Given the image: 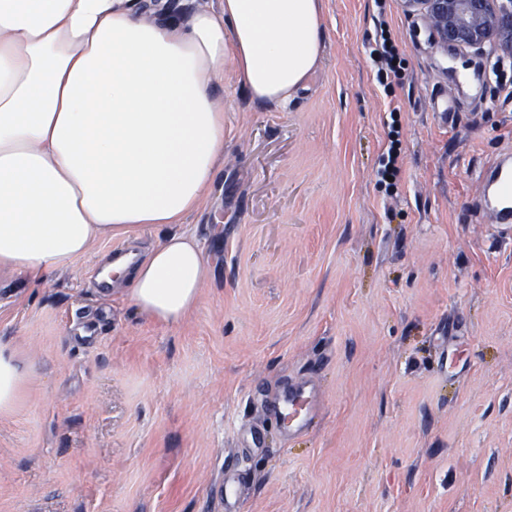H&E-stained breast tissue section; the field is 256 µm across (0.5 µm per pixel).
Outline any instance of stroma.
<instances>
[{"instance_id":"obj_1","label":"stroma","mask_w":512,"mask_h":512,"mask_svg":"<svg viewBox=\"0 0 512 512\" xmlns=\"http://www.w3.org/2000/svg\"><path fill=\"white\" fill-rule=\"evenodd\" d=\"M323 22L288 108L225 75L212 188L183 224L127 238L141 255L199 239L187 317L94 293L108 238L43 285L0 269V338L31 370L0 417V512H224L234 467L241 512H512V240L478 180L512 152V68L463 85L476 58L399 0H324ZM384 28L391 70L371 56ZM301 375L324 406L291 438L260 401ZM254 425L248 453L235 432ZM243 481L242 474L236 469L227 470L224 478V510L238 512L240 489Z\"/></svg>"}]
</instances>
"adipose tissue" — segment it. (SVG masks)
<instances>
[{"mask_svg":"<svg viewBox=\"0 0 512 512\" xmlns=\"http://www.w3.org/2000/svg\"><path fill=\"white\" fill-rule=\"evenodd\" d=\"M322 0H0V269L33 284L96 237L179 224L224 149L216 85L232 71L252 101L287 107L316 69ZM106 274L152 319L180 322L209 273L189 233L166 235ZM28 370L0 340V415Z\"/></svg>","mask_w":512,"mask_h":512,"instance_id":"adipose-tissue-1","label":"adipose tissue"}]
</instances>
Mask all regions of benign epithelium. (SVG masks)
Segmentation results:
<instances>
[{
    "instance_id": "1",
    "label": "benign epithelium",
    "mask_w": 512,
    "mask_h": 512,
    "mask_svg": "<svg viewBox=\"0 0 512 512\" xmlns=\"http://www.w3.org/2000/svg\"><path fill=\"white\" fill-rule=\"evenodd\" d=\"M406 13L424 19L435 41L470 49L479 57L512 50V0H401Z\"/></svg>"
}]
</instances>
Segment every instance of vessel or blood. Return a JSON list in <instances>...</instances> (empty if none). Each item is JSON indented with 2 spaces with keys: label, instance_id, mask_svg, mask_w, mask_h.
<instances>
[{
  "label": "vessel or blood",
  "instance_id": "1",
  "mask_svg": "<svg viewBox=\"0 0 512 512\" xmlns=\"http://www.w3.org/2000/svg\"><path fill=\"white\" fill-rule=\"evenodd\" d=\"M485 205L493 217V224L500 237H512V160H501L484 168ZM323 407L319 389L313 377L303 375L289 379L269 408L282 420L288 435L298 436L312 425ZM242 474L235 469L227 470L224 478V508L237 512Z\"/></svg>",
  "mask_w": 512,
  "mask_h": 512
}]
</instances>
